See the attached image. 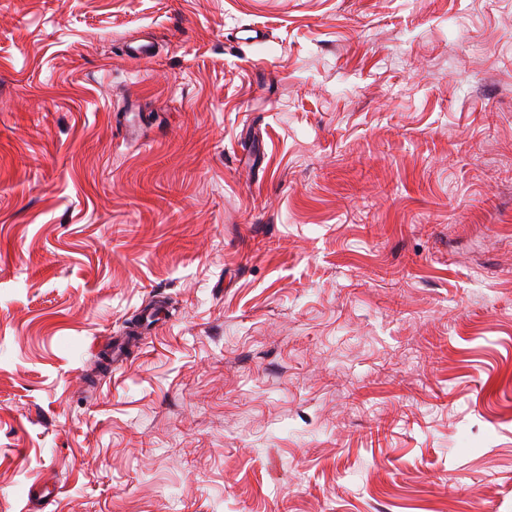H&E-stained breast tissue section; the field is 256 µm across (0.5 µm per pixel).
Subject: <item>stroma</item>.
Instances as JSON below:
<instances>
[{
  "label": "stroma",
  "mask_w": 512,
  "mask_h": 512,
  "mask_svg": "<svg viewBox=\"0 0 512 512\" xmlns=\"http://www.w3.org/2000/svg\"><path fill=\"white\" fill-rule=\"evenodd\" d=\"M0 512H512V0H0Z\"/></svg>",
  "instance_id": "stroma-1"
}]
</instances>
